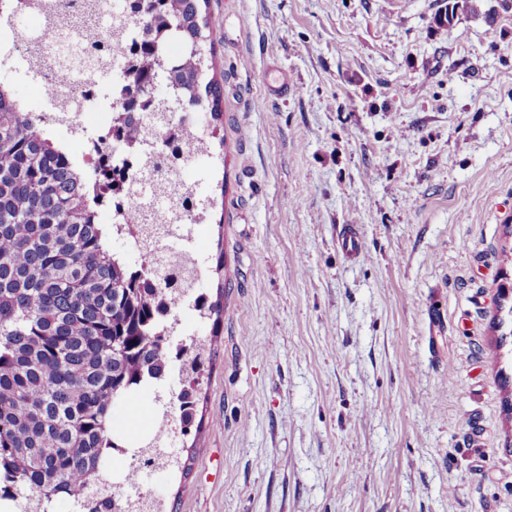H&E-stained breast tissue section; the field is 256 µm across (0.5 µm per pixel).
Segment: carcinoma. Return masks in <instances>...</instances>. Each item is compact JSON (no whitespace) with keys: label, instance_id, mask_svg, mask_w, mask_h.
<instances>
[{"label":"carcinoma","instance_id":"cac0c4a2","mask_svg":"<svg viewBox=\"0 0 512 512\" xmlns=\"http://www.w3.org/2000/svg\"><path fill=\"white\" fill-rule=\"evenodd\" d=\"M55 11L84 12L98 24L104 16L90 3L52 0ZM146 19L134 45L135 64L125 72L113 108L119 145L131 151L157 139L169 125V101L178 109H209L207 156L224 149L222 83L208 76L213 57L190 47L211 41L214 21L209 0H131ZM28 37L42 54L57 42L34 31ZM72 51L63 56L57 87L65 92L76 69L98 57L123 51L122 43H94L83 50L60 37ZM181 45L164 63L155 47ZM195 131L183 128L168 141L166 155L149 162L142 178L159 183L167 162L189 147ZM111 194L133 214L151 204L139 178H129L112 161V149L94 162L78 160L41 118L26 108L11 86L0 83V500H15L16 512H49L56 500L91 499L92 512H123L119 501L140 490L141 468L159 465L185 473L190 465L165 452L169 440L200 431L196 422L202 388L216 357L213 339L182 347L179 403L161 400L153 437L136 450L141 467L130 469L128 491H116L106 476L110 448L122 447L112 431L115 407L148 381L169 371L167 353L175 322L159 320L166 304L186 294L194 277L178 258L157 279L112 251V225L98 222ZM169 217L144 219V250L152 251L171 233V223L189 209L186 198L170 194ZM221 278L217 297L205 294L204 319L218 331L224 316V251L216 256Z\"/></svg>","mask_w":512,"mask_h":512}]
</instances>
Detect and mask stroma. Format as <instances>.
Listing matches in <instances>:
<instances>
[{
    "label": "stroma",
    "instance_id": "stroma-1",
    "mask_svg": "<svg viewBox=\"0 0 512 512\" xmlns=\"http://www.w3.org/2000/svg\"><path fill=\"white\" fill-rule=\"evenodd\" d=\"M477 3L210 0L224 319L191 470L143 482L171 512H512V10Z\"/></svg>",
    "mask_w": 512,
    "mask_h": 512
}]
</instances>
